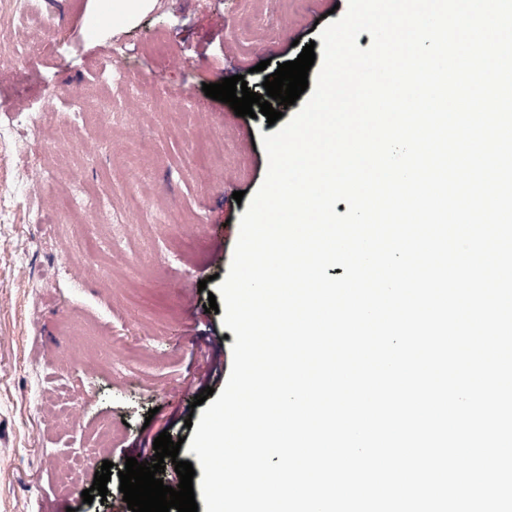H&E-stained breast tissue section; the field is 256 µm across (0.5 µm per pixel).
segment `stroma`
I'll list each match as a JSON object with an SVG mask.
<instances>
[{
	"label": "stroma",
	"mask_w": 512,
	"mask_h": 512,
	"mask_svg": "<svg viewBox=\"0 0 512 512\" xmlns=\"http://www.w3.org/2000/svg\"><path fill=\"white\" fill-rule=\"evenodd\" d=\"M59 17L30 27L0 0V512H117L118 473L162 431L193 438L184 403L208 361L209 337L227 335L205 312L228 274L245 205L267 172L265 117L236 116L203 85L266 75L317 40L321 15L348 0H156L134 24L89 35L97 0H47ZM237 47L227 55L226 43ZM121 54L132 89L101 95V68ZM266 70H258L260 61ZM82 97L86 115L49 111ZM50 147L25 148L27 121ZM128 151L140 172L129 183ZM225 264L211 266L214 244ZM198 308L187 317L181 289ZM110 423L106 501L84 503L64 471Z\"/></svg>",
	"instance_id": "35a3bbf8"
}]
</instances>
